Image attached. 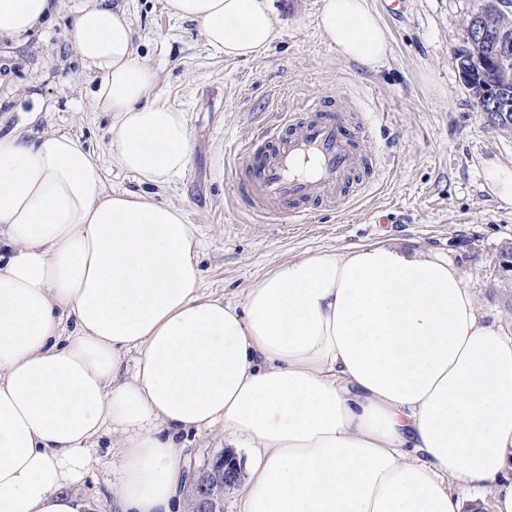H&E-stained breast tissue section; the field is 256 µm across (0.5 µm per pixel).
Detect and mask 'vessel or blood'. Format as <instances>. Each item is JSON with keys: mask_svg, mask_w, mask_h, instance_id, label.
Listing matches in <instances>:
<instances>
[{"mask_svg": "<svg viewBox=\"0 0 512 512\" xmlns=\"http://www.w3.org/2000/svg\"><path fill=\"white\" fill-rule=\"evenodd\" d=\"M371 124L347 120L328 108H313L303 118H289L284 134L269 135L264 148L236 154L232 168L248 173L235 192L263 216L294 223L312 207L336 203L363 193L367 185L362 170L372 159L357 148V137L367 135Z\"/></svg>", "mask_w": 512, "mask_h": 512, "instance_id": "vessel-or-blood-1", "label": "vessel or blood"}]
</instances>
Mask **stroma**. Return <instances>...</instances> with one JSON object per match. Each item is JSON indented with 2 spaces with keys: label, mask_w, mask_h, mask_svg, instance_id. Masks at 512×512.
<instances>
[{
  "label": "stroma",
  "mask_w": 512,
  "mask_h": 512,
  "mask_svg": "<svg viewBox=\"0 0 512 512\" xmlns=\"http://www.w3.org/2000/svg\"><path fill=\"white\" fill-rule=\"evenodd\" d=\"M83 0H51L46 20L29 33L0 38V130L35 139L66 133L99 155L103 188L151 192L181 208L190 225L205 293L235 301L266 272L318 250L398 240L434 248L458 262L487 319L512 329V283H491L493 261L512 243V203L483 180L491 162L512 165V130L488 123L462 83L455 49L473 0H403L389 12L370 0L390 33L375 71L342 58L316 26L323 0H271L277 35L259 56L230 59L211 49L192 20L167 0H112L131 20L137 56L156 73L148 98L182 112L192 138L188 168L145 187L109 149L111 115L96 100L98 75L77 54L72 28ZM320 103L349 121L372 115L360 148L382 161L374 185L350 202L314 209L298 223L253 215L236 205L234 151L260 145L289 114ZM36 113L28 121V113ZM184 465L179 512H190L191 477L224 449L215 432L178 438ZM116 440L93 449L84 478L71 486L86 512H114Z\"/></svg>",
  "instance_id": "1"
}]
</instances>
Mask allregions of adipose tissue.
Returning <instances> with one entry per match:
<instances>
[{"label": "adipose tissue", "instance_id": "ef3b65f1", "mask_svg": "<svg viewBox=\"0 0 512 512\" xmlns=\"http://www.w3.org/2000/svg\"><path fill=\"white\" fill-rule=\"evenodd\" d=\"M228 58L275 38L268 0H168ZM50 0H0V35ZM322 37L377 70L389 37L368 0H324ZM74 43L99 73L110 149L162 185L191 160L183 113L125 12L87 0ZM247 448L242 512H512V332L480 314L447 254L388 241L294 258L243 301L201 291L182 209L102 189L66 134H0V512H82L70 485L118 438L116 512H172L178 435Z\"/></svg>", "mask_w": 512, "mask_h": 512}]
</instances>
